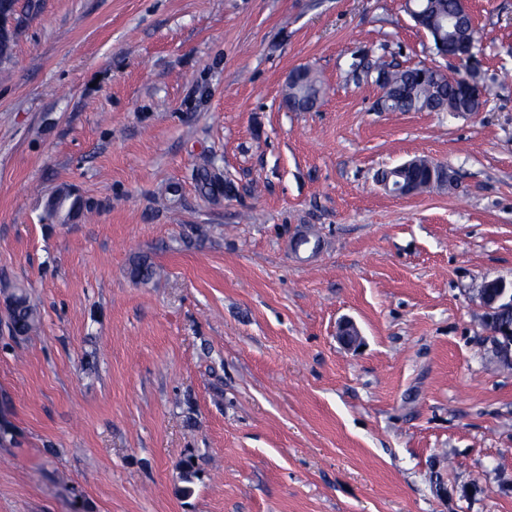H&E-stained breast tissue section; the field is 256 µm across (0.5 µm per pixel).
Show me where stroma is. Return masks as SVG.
<instances>
[{
  "label": "stroma",
  "instance_id": "1",
  "mask_svg": "<svg viewBox=\"0 0 512 512\" xmlns=\"http://www.w3.org/2000/svg\"><path fill=\"white\" fill-rule=\"evenodd\" d=\"M467 5L472 65L404 0L22 15L0 64V512H512V368L478 300L512 284V0ZM365 54L474 76L486 106L380 110ZM299 68L308 112L283 102ZM417 156L453 186L386 192ZM64 188L90 209L56 224ZM140 260L162 275L135 281ZM321 93L318 80L308 71L298 75L293 86H289V103H293L294 112H298L302 106L313 103ZM9 306V316L12 329L15 333L28 335L36 329L38 317L34 306L30 303L26 293L12 294Z\"/></svg>",
  "mask_w": 512,
  "mask_h": 512
}]
</instances>
